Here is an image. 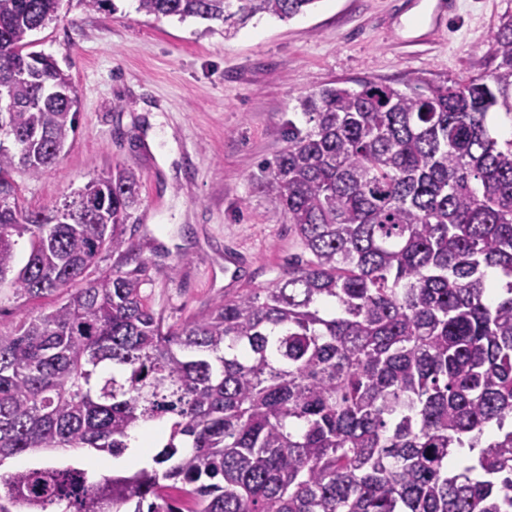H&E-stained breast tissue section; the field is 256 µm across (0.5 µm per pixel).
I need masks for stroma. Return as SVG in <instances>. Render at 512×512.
I'll list each match as a JSON object with an SVG mask.
<instances>
[{
	"instance_id": "35a3bbf8",
	"label": "stroma",
	"mask_w": 512,
	"mask_h": 512,
	"mask_svg": "<svg viewBox=\"0 0 512 512\" xmlns=\"http://www.w3.org/2000/svg\"><path fill=\"white\" fill-rule=\"evenodd\" d=\"M419 12L410 0H316L228 37L219 22L144 15L137 0L96 10L62 0L31 38L69 76L77 129L57 167L37 179L14 172L20 203L46 209L111 167L133 169L141 186L125 236L136 253L103 255L85 281L144 265L145 295L175 326L267 287L302 252L287 224L270 222L262 187L289 124L306 125L299 97L333 82L401 89L490 73L488 42L512 0H458L427 41H401L393 22L414 28Z\"/></svg>"
}]
</instances>
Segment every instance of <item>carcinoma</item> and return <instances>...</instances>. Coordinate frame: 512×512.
<instances>
[{
	"instance_id": "1",
	"label": "carcinoma",
	"mask_w": 512,
	"mask_h": 512,
	"mask_svg": "<svg viewBox=\"0 0 512 512\" xmlns=\"http://www.w3.org/2000/svg\"><path fill=\"white\" fill-rule=\"evenodd\" d=\"M137 2L228 34L317 0ZM60 4L0 0V291L17 298L134 253L132 169L46 212L18 203L12 173L41 176L76 130L68 75L31 50ZM488 54L487 77L298 98L307 128L288 122L264 188L307 257L272 286L175 327L143 294L144 267L116 264L0 329V466L119 458L132 429L167 430L129 475L17 469L0 512H512V14ZM69 457L76 463H89L93 471L99 476H108L112 474V469H117L112 466V457L100 456L96 457L90 454L85 449L73 450L69 453Z\"/></svg>"
}]
</instances>
